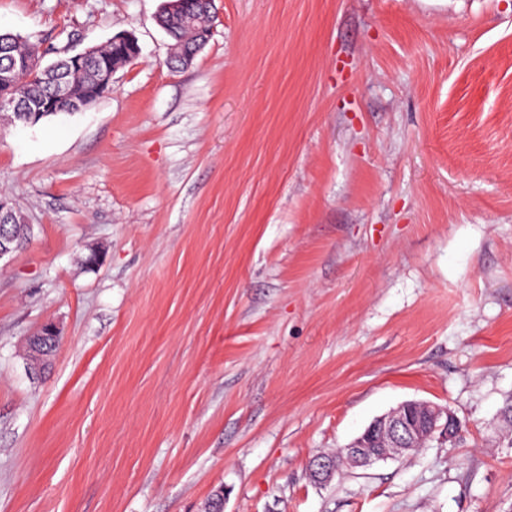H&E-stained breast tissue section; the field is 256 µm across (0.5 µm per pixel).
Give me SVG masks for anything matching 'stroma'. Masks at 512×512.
<instances>
[{
    "mask_svg": "<svg viewBox=\"0 0 512 512\" xmlns=\"http://www.w3.org/2000/svg\"><path fill=\"white\" fill-rule=\"evenodd\" d=\"M165 3L0 0L45 62L141 48L0 119V512H512V0H214L176 70ZM408 400L460 437L311 482ZM110 44L107 43L105 46L97 48L92 58L88 54V50L70 55L67 57V64L71 70L80 71L83 69L87 60L91 58V62L84 73V80L92 83L94 81L95 60L112 53L111 56L96 62L98 71L102 75V82L111 83L112 75L118 67L127 64L131 56H139L141 49L139 48L138 42L130 36H115L111 39ZM12 216L11 207L5 200L0 199V260L14 252L15 247L12 245L13 238L4 232V228L10 222ZM13 229L16 235L15 245L17 249L23 247L30 240V226L24 224L23 218L13 211ZM48 331L52 336L56 335L52 327ZM52 336H41L38 333L35 336H30L28 339V356L34 365L43 366L60 346V336Z\"/></svg>",
    "mask_w": 512,
    "mask_h": 512,
    "instance_id": "35a3bbf8",
    "label": "stroma"
}]
</instances>
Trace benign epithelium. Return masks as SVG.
Here are the masks:
<instances>
[{
	"mask_svg": "<svg viewBox=\"0 0 512 512\" xmlns=\"http://www.w3.org/2000/svg\"><path fill=\"white\" fill-rule=\"evenodd\" d=\"M112 55L96 62L102 81L112 82V75L130 57L141 54L138 42L130 36H115L111 39ZM17 61L0 67V112H8L17 120L26 123L38 112H52L62 103L80 108L94 96L88 91L80 96L68 82L57 85L49 100L24 101L9 94L8 87L13 80ZM11 207L0 199V260L14 252L13 238L4 232L10 224ZM407 403H402L389 413L375 420L365 433L344 448L341 462L327 457L313 461L316 478L327 484L340 473V465L349 468L366 467L378 461L401 459L412 449L430 441L435 435L454 438L457 435L453 414L446 407L431 402H423L419 413L410 418L406 415Z\"/></svg>",
	"mask_w": 512,
	"mask_h": 512,
	"instance_id": "7a95c632",
	"label": "benign epithelium"
}]
</instances>
